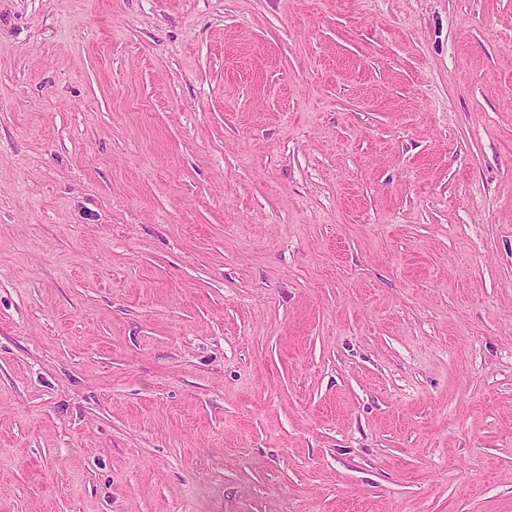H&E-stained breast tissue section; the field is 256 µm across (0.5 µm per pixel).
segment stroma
<instances>
[{"mask_svg": "<svg viewBox=\"0 0 512 512\" xmlns=\"http://www.w3.org/2000/svg\"><path fill=\"white\" fill-rule=\"evenodd\" d=\"M0 512H512V0H0Z\"/></svg>", "mask_w": 512, "mask_h": 512, "instance_id": "35a3bbf8", "label": "stroma"}]
</instances>
